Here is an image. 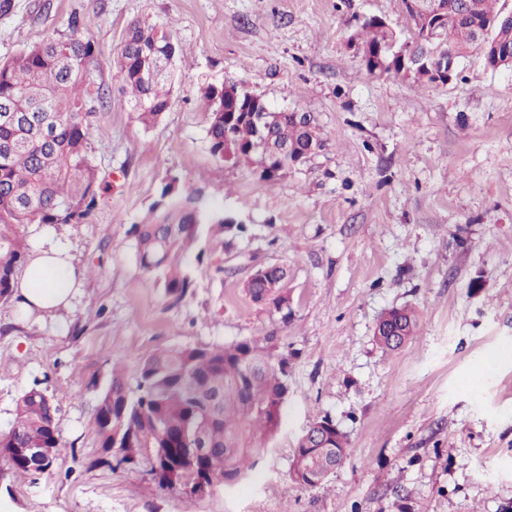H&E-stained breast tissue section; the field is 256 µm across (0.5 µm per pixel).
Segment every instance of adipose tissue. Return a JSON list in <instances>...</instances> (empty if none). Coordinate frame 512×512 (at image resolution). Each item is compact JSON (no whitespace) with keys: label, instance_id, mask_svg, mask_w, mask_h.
I'll return each instance as SVG.
<instances>
[{"label":"adipose tissue","instance_id":"1","mask_svg":"<svg viewBox=\"0 0 512 512\" xmlns=\"http://www.w3.org/2000/svg\"><path fill=\"white\" fill-rule=\"evenodd\" d=\"M82 283L67 250L52 244L32 254L17 295L23 308L41 316L69 306Z\"/></svg>","mask_w":512,"mask_h":512}]
</instances>
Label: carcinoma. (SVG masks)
<instances>
[{
	"label": "carcinoma",
	"instance_id": "carcinoma-1",
	"mask_svg": "<svg viewBox=\"0 0 512 512\" xmlns=\"http://www.w3.org/2000/svg\"><path fill=\"white\" fill-rule=\"evenodd\" d=\"M425 0H401L412 31L402 42L384 22H363L355 35L362 64L375 76L432 83L398 66L395 52L428 61H441L454 48L467 56L477 46L462 39L461 29L476 22L494 24L503 11L497 0H479L472 17L454 13L428 38ZM71 34L49 37L16 57L0 62V106L14 105L26 122L0 120V299L11 297L16 269L24 263L26 247L18 234L21 224H81L94 211L100 183L88 154L87 131L102 93H91L89 66L96 56L94 42ZM170 35L156 26L129 25L117 50L122 93L129 95L137 119L155 124L169 106L171 70L164 61L176 56ZM224 87L201 89L208 113L207 135L211 154L235 163L260 161L261 128L243 106L221 105ZM275 142H287L305 151L308 143L324 146L319 129L306 128L286 116L268 131ZM167 202L168 224H134L140 267L154 276L165 296L178 303L192 284L183 256L196 247L202 234L224 238L244 227L203 208L199 196L183 193L172 177L160 190ZM288 269L268 266L263 277L249 279L244 291L257 304L281 312L288 308ZM419 327L409 308H391L379 319L374 340L389 352L403 347ZM273 337L246 339L231 344L194 348H162L144 357L136 389L124 372L112 365V379L99 393L93 422L106 455L89 467L146 468L163 490H187L203 496L217 483L234 485L278 431L281 409L288 393V357L275 351ZM57 409L39 388L32 387L17 400L9 426L0 430V461L19 481L37 479L14 453L16 448H60ZM211 448L208 454L194 449ZM327 448H309L301 436L294 448L289 478L313 487L311 478L322 474Z\"/></svg>",
	"mask_w": 512,
	"mask_h": 512
}]
</instances>
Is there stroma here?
<instances>
[{
  "mask_svg": "<svg viewBox=\"0 0 512 512\" xmlns=\"http://www.w3.org/2000/svg\"><path fill=\"white\" fill-rule=\"evenodd\" d=\"M0 60L69 33L94 41L90 79L107 95L88 130L107 190L81 224H23L84 273L69 307L27 316L0 300V430L40 388L61 452L37 483L0 463V512H512V70L461 59L446 85L369 74L352 43L365 17L410 38L399 0H12ZM170 32V106L144 127L119 92L130 23ZM235 81L274 110L311 113L322 151L271 182L215 158L200 90ZM244 233L201 238L191 288L165 297L140 267L134 224L160 223L168 176ZM288 269V313L244 282ZM411 307L420 329L397 353L373 339L380 316ZM273 337L288 356L281 425L238 483L203 497L163 491L145 472L90 467L92 416L121 363L136 387L159 348ZM330 418L345 464L303 488L288 472L298 437Z\"/></svg>",
  "mask_w": 512,
  "mask_h": 512,
  "instance_id": "35a3bbf8",
  "label": "stroma"
}]
</instances>
